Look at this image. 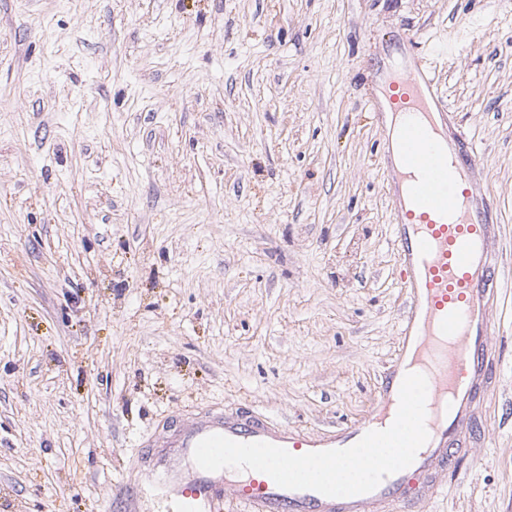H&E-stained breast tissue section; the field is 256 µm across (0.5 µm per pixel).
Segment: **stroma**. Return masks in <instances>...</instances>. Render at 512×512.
Here are the masks:
<instances>
[{"instance_id": "obj_1", "label": "stroma", "mask_w": 512, "mask_h": 512, "mask_svg": "<svg viewBox=\"0 0 512 512\" xmlns=\"http://www.w3.org/2000/svg\"><path fill=\"white\" fill-rule=\"evenodd\" d=\"M512 258V0H0V512H173L199 412L360 422L408 290L370 69L403 36ZM481 438L415 512H512V284Z\"/></svg>"}]
</instances>
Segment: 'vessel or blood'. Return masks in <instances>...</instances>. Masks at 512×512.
I'll return each instance as SVG.
<instances>
[{"instance_id": "b4317fda", "label": "vessel or blood", "mask_w": 512, "mask_h": 512, "mask_svg": "<svg viewBox=\"0 0 512 512\" xmlns=\"http://www.w3.org/2000/svg\"><path fill=\"white\" fill-rule=\"evenodd\" d=\"M409 45L400 70L385 82L371 80L364 101L376 115L390 112L402 119L398 140H384L382 149L394 196L393 242L409 288L406 325L373 409L358 424L317 438L258 416L193 419L169 440L163 468L151 477L183 512H222L228 503L249 512H414L422 493L439 485L474 445L470 427L479 403L495 388L499 361L490 342L496 327L491 311L512 280V262L491 246L495 227L489 200L471 180L477 149L437 119L442 99L430 52L418 37H410ZM415 369L428 383L429 439L410 466L371 492L327 497L279 487L257 471L182 469L196 444L213 434L268 442L295 455L350 447L367 432L386 429L401 383Z\"/></svg>"}]
</instances>
